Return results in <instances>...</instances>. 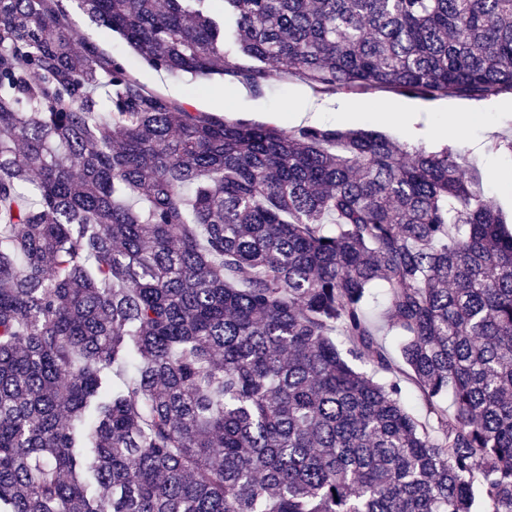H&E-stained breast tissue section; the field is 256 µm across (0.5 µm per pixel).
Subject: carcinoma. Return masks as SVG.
Returning a JSON list of instances; mask_svg holds the SVG:
<instances>
[{"instance_id": "1", "label": "carcinoma", "mask_w": 512, "mask_h": 512, "mask_svg": "<svg viewBox=\"0 0 512 512\" xmlns=\"http://www.w3.org/2000/svg\"><path fill=\"white\" fill-rule=\"evenodd\" d=\"M77 3L174 76L512 93V0ZM504 224L446 146L193 112L0 0V512H512ZM372 298L370 299L371 300V305L374 307L372 310H371V318L372 320L380 326V335L381 337L384 338V340L386 341V345L387 347L392 350L393 347H394V344H393V333L389 332L385 325H384V321H383V309H384V296H383V289L382 288H374L372 290Z\"/></svg>"}]
</instances>
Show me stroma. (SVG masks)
I'll return each mask as SVG.
<instances>
[{"instance_id":"obj_1","label":"stroma","mask_w":512,"mask_h":512,"mask_svg":"<svg viewBox=\"0 0 512 512\" xmlns=\"http://www.w3.org/2000/svg\"><path fill=\"white\" fill-rule=\"evenodd\" d=\"M68 8L76 33L127 59L131 52L124 41L108 28L94 22L76 3ZM135 76L149 88L166 97L187 103L192 111L208 112L231 120L269 123L291 130L295 124L289 114L314 95L300 78L270 75L266 87L255 91L249 86L220 80L195 79L185 75L168 76L143 64L132 68ZM332 112L318 120L321 128L366 129L390 138L436 150L447 146L459 152L467 169L475 172L487 199L504 217H512V151L506 147L512 139V93L491 100L454 97L426 100L394 92L360 93L338 91L328 96ZM477 111L465 131H458L450 116L455 112ZM388 112L397 113L394 121L385 120Z\"/></svg>"}]
</instances>
